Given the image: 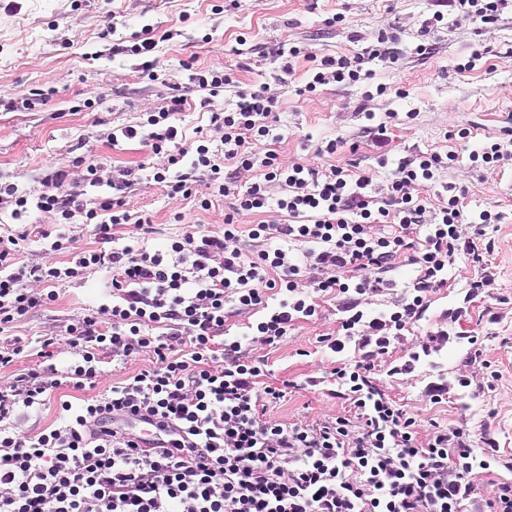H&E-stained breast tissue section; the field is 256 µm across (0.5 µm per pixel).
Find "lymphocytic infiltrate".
<instances>
[{
  "label": "lymphocytic infiltrate",
  "mask_w": 512,
  "mask_h": 512,
  "mask_svg": "<svg viewBox=\"0 0 512 512\" xmlns=\"http://www.w3.org/2000/svg\"><path fill=\"white\" fill-rule=\"evenodd\" d=\"M379 41L364 58H323L307 91L333 80L359 81L365 58L389 56L388 36ZM186 104L184 95H172L162 110L120 134L167 154L176 173L157 171L153 178L168 197H191L204 178L213 196L230 198L223 232H189L163 252L119 242L111 229L133 219L123 201L132 172L101 180L95 159L85 160L84 180L107 183L111 193L87 211L66 190L63 169L46 176L34 198L0 184V209L11 207L14 219L32 208L65 222L80 212L104 242L63 265H30L18 238L0 239V370L16 372L0 389V512H512L511 481L500 483L491 500L476 483L480 472L512 469L511 457L495 447L474 452L462 426L437 425L419 435L415 419L372 377L376 361L420 319L432 294L447 287L449 266L460 257L483 261L475 242L460 240L458 226L468 215L459 197H442L431 211L419 194L444 167L443 157L400 162L379 198L367 176L286 167L272 152L256 156L252 146L270 136L266 120L274 108L261 91L211 113V126L224 132L219 149L200 136L170 154L185 136ZM229 162L261 167L263 177L238 188ZM271 182L280 185L279 198L269 196ZM272 210L288 223L251 225L258 248L243 253L240 215ZM384 223L390 233L375 232ZM404 253L418 265L417 277L395 309L368 316L360 296L388 287L387 268ZM93 266L111 272L112 302L68 324L66 371L52 362L53 337L40 341V364L17 369L28 344L13 335L14 325L56 301L57 287ZM308 270L318 291L337 296L344 315L343 333L329 338L328 349L341 353L354 339L362 349L360 361L335 370L350 412L300 425L267 421L265 408L284 399L287 386L264 383L261 368L245 356L241 339L225 337L224 325L265 308L252 336L277 344L295 320L316 312L299 289ZM33 281L47 284V292H33ZM272 290L280 300L270 309ZM142 353L150 363L105 393L61 401L54 425L17 433L28 411L47 405L61 385L79 391L94 384L102 355L122 363Z\"/></svg>",
  "instance_id": "1"
}]
</instances>
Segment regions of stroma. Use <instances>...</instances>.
I'll list each match as a JSON object with an SVG mask.
<instances>
[{
	"mask_svg": "<svg viewBox=\"0 0 512 512\" xmlns=\"http://www.w3.org/2000/svg\"><path fill=\"white\" fill-rule=\"evenodd\" d=\"M224 0H0V102L33 90L48 94L33 111L0 109V183L36 195L51 171L69 172L68 190L84 208L93 207L108 187L82 181L76 160L93 156L109 167L141 166L140 178L125 197L130 214L148 216L154 231L118 225L122 242L166 250L169 241L191 230H224V201L201 208L207 182H198L191 198H169L152 178L168 165L166 155L151 154L139 140L113 139L120 128L143 122L158 111L174 89L188 99L182 124L205 129L212 140L220 130L210 112L233 109L241 95L265 91L277 101L272 138L258 142L257 155L274 152L283 165L300 163L322 170L338 167L369 176L379 185L399 161L426 154H452L453 162L436 174L428 196L449 188L473 211L500 212L502 221L487 229L493 248L486 260L492 280L485 292L469 297L476 268L456 263L448 286L431 296L424 315L396 343L394 358L419 350L427 331L446 327L451 337L432 359L420 360L415 374H390L389 363L376 369L379 386L413 416L419 432L431 424L465 425L471 446L493 440L512 455V152L496 162L471 161L487 142L512 134V10L493 22H470L456 0H237L217 12ZM443 20L432 23L434 14ZM149 30L157 42L154 77L141 70L138 57L112 54L114 38ZM395 37L396 57L365 63L355 83H329L306 92L315 61L354 58L374 48L380 32ZM427 46L419 54L418 46ZM297 47L290 73H282L277 52ZM230 73L232 84L201 107V93L190 90L189 73ZM386 124L388 139L371 134ZM334 154H320L328 141ZM61 227L67 248L50 251L40 229ZM31 236L23 259L31 265L66 261L70 254L100 248L93 225H59L55 215L30 210L15 220L0 210V235L23 229ZM111 274L87 269L82 279L62 286L52 305L17 323L14 335L29 340L20 367L35 364L36 342L64 336L73 316L110 303ZM318 307L298 319L277 345L246 341L249 313L227 323L229 335L244 338L247 355L264 365V380L295 381L286 398L270 406L266 418L281 423H311L346 413L336 393L338 364L357 360L358 344L335 354L324 337L335 335L341 312L336 300L305 286ZM476 344H469V337ZM469 386H461V379ZM446 383L439 404L425 395L428 383Z\"/></svg>",
	"mask_w": 512,
	"mask_h": 512,
	"instance_id": "obj_1",
	"label": "stroma"
}]
</instances>
